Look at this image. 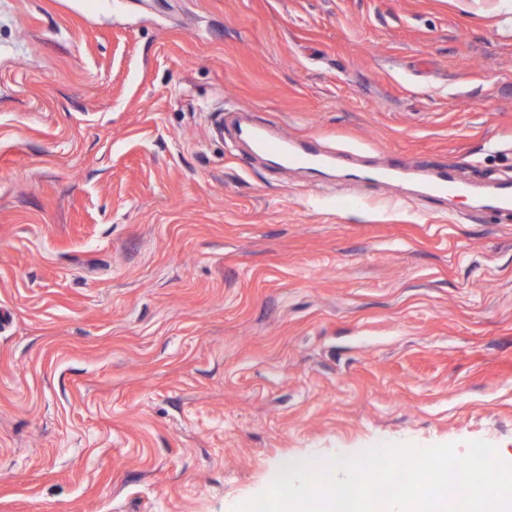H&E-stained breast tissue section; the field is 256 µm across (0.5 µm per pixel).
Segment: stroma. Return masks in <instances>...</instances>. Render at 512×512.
I'll return each mask as SVG.
<instances>
[{"mask_svg": "<svg viewBox=\"0 0 512 512\" xmlns=\"http://www.w3.org/2000/svg\"><path fill=\"white\" fill-rule=\"evenodd\" d=\"M240 114L343 163L271 166ZM394 158L469 191L350 177ZM509 178L512 0H0V512L512 454ZM466 191V184L459 180L453 171L441 167L430 174L423 193L426 198L434 199L447 195H462Z\"/></svg>", "mask_w": 512, "mask_h": 512, "instance_id": "obj_1", "label": "stroma"}]
</instances>
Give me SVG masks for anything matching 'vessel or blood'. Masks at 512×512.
Returning a JSON list of instances; mask_svg holds the SVG:
<instances>
[{
	"label": "vessel or blood",
	"instance_id": "obj_1",
	"mask_svg": "<svg viewBox=\"0 0 512 512\" xmlns=\"http://www.w3.org/2000/svg\"><path fill=\"white\" fill-rule=\"evenodd\" d=\"M239 135L263 153L278 157L284 163L295 166L319 168L335 164L334 154L325 150L316 138L298 140L284 133H277L263 124L241 127ZM410 173L409 167L396 160L381 167L365 171L364 179L382 182L390 186L398 185ZM467 186L454 172L441 167L432 172L424 185V195L434 199L447 195L466 193Z\"/></svg>",
	"mask_w": 512,
	"mask_h": 512
}]
</instances>
